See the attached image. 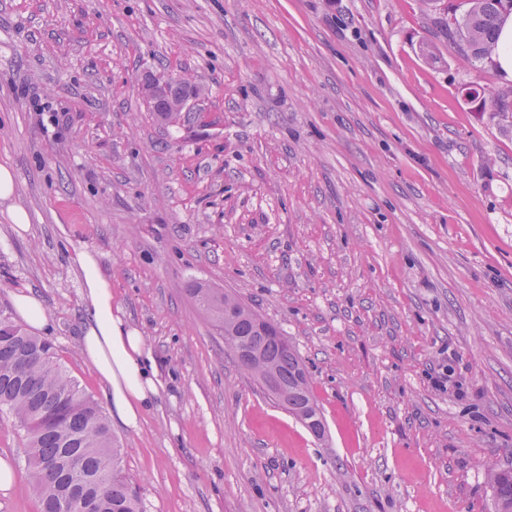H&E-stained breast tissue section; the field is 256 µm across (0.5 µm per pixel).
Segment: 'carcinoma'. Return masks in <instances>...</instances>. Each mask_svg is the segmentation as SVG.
<instances>
[{"mask_svg":"<svg viewBox=\"0 0 512 512\" xmlns=\"http://www.w3.org/2000/svg\"><path fill=\"white\" fill-rule=\"evenodd\" d=\"M470 7L450 40L466 41L461 51L473 63L491 59L498 34L512 14V0H469ZM482 112H506L505 93L464 88ZM188 293L197 309L224 337V345L253 373L247 342L271 363L268 381L260 382L277 406L315 438L325 437L326 423L305 366L273 324L255 320L236 295L194 282ZM0 412L25 432L26 456L38 512H144L139 489L122 465L121 449L106 416L93 397L63 369L51 343L29 334L7 318L0 319ZM496 512H512V470L489 473Z\"/></svg>","mask_w":512,"mask_h":512,"instance_id":"obj_1","label":"carcinoma"}]
</instances>
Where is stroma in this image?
<instances>
[{
	"mask_svg": "<svg viewBox=\"0 0 512 512\" xmlns=\"http://www.w3.org/2000/svg\"><path fill=\"white\" fill-rule=\"evenodd\" d=\"M0 0V318L44 303L61 365L79 352L76 249L165 388L138 429L110 421L144 512H494L512 469V89L441 30L444 0ZM438 48L435 61L423 44ZM186 80L172 126L143 81ZM30 230L9 229L11 204ZM274 323L313 381L316 439L265 395L187 288ZM0 512H38L26 452ZM465 96L471 102L479 100L480 111L481 112H506L511 109V100L509 98H505L512 94L509 93H486L485 91L479 90L478 88L466 87L464 88ZM489 483L496 511L512 512V470H492L489 473Z\"/></svg>",
	"mask_w": 512,
	"mask_h": 512,
	"instance_id": "1",
	"label": "stroma"
}]
</instances>
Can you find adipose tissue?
Instances as JSON below:
<instances>
[{"instance_id":"1","label":"adipose tissue","mask_w":512,"mask_h":512,"mask_svg":"<svg viewBox=\"0 0 512 512\" xmlns=\"http://www.w3.org/2000/svg\"><path fill=\"white\" fill-rule=\"evenodd\" d=\"M74 262L85 307L81 354L101 380L111 416L124 426L138 427L163 387L156 360L141 331L113 310L112 280L97 254L76 250Z\"/></svg>"}]
</instances>
